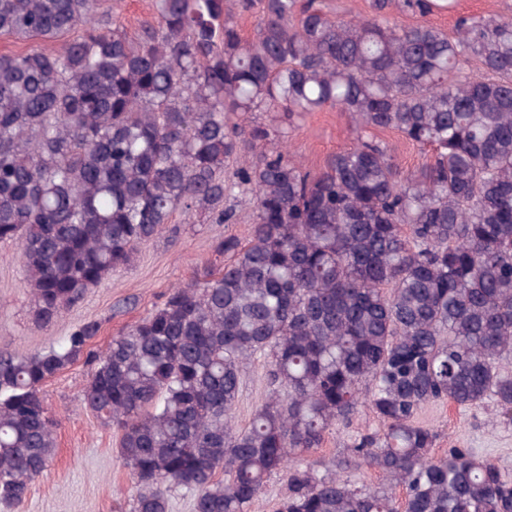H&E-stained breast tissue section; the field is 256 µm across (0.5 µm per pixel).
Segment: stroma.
I'll use <instances>...</instances> for the list:
<instances>
[{
	"instance_id": "stroma-1",
	"label": "stroma",
	"mask_w": 512,
	"mask_h": 512,
	"mask_svg": "<svg viewBox=\"0 0 512 512\" xmlns=\"http://www.w3.org/2000/svg\"><path fill=\"white\" fill-rule=\"evenodd\" d=\"M467 15H512V0H456L454 11L433 13L428 21L449 32L458 17ZM96 17L106 25L119 22L135 36L154 23V0H99ZM245 124L282 133L288 151L315 171L336 152L350 148L356 137L349 113L329 106L305 114L293 130L283 112H256ZM224 206L234 213L224 224L212 223L204 211L176 212L159 236L138 246L125 268L89 289L78 304L48 324L33 315L31 295L22 284L19 249L0 245V351L26 356L46 350L88 321L100 323L94 347L105 350L114 337L161 306L170 289L191 282L205 267L222 268L229 256L217 252L219 240L247 239L253 216L246 195L233 192ZM92 372L90 364L80 361L44 384L46 404L59 421L54 458L12 512H131L136 489L130 468L117 453L116 434L82 403ZM265 372V361L258 359L244 375L238 425H247L263 402ZM420 419L437 434L436 455L451 448L469 449L492 460L512 481V418L494 399L467 408L433 403L422 410ZM381 429V421L369 409H361L350 424L331 428L311 460L320 472H335L338 457L360 434Z\"/></svg>"
}]
</instances>
